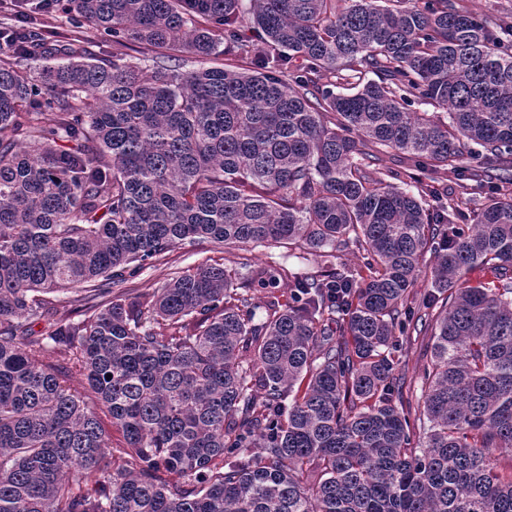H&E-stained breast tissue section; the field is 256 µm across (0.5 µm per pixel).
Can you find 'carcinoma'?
<instances>
[{
    "label": "carcinoma",
    "mask_w": 512,
    "mask_h": 512,
    "mask_svg": "<svg viewBox=\"0 0 512 512\" xmlns=\"http://www.w3.org/2000/svg\"><path fill=\"white\" fill-rule=\"evenodd\" d=\"M242 2L69 0L76 26L157 52L149 68L11 29L0 512H512V199L429 204L450 174L512 184V17L456 0H249V39ZM294 56L307 65L289 76ZM390 151L427 182H390ZM205 240L286 241L325 264L350 249L367 275L281 268L288 302L262 319L252 288L271 273L247 257L112 299ZM73 288L78 321L44 297ZM422 327L413 414L396 353Z\"/></svg>",
    "instance_id": "cac0c4a2"
}]
</instances>
